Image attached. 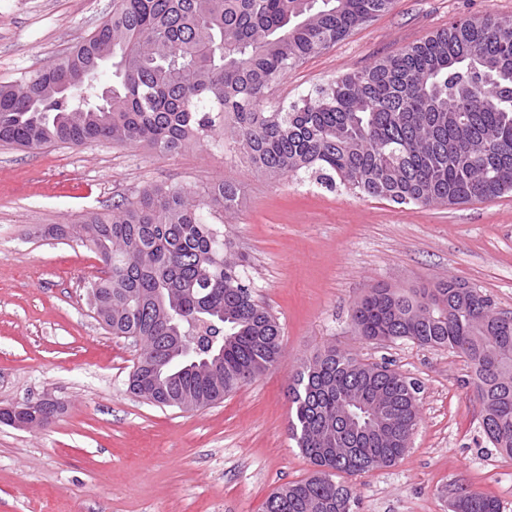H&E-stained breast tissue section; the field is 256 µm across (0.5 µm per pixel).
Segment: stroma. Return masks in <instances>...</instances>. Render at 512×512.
I'll return each mask as SVG.
<instances>
[{
  "instance_id": "obj_1",
  "label": "stroma",
  "mask_w": 512,
  "mask_h": 512,
  "mask_svg": "<svg viewBox=\"0 0 512 512\" xmlns=\"http://www.w3.org/2000/svg\"><path fill=\"white\" fill-rule=\"evenodd\" d=\"M112 12V0H0V85L44 69ZM512 20V0H393L391 8L291 69L288 105L473 15ZM240 190L224 234L254 296L277 317L283 358L223 401L192 411L132 394L139 351L101 326L87 300L102 264L83 219L149 184ZM58 225L64 237L46 236ZM454 278L512 314V194L455 206L398 205L302 173L274 183L210 143L174 154L109 142L0 144V407L51 395L41 427L0 424V512H265L313 466L288 431L292 370L333 346L385 362L421 386L420 422L394 466L345 478L356 512H452L462 483L512 512V458L485 439L466 359L407 339L356 335L369 288Z\"/></svg>"
}]
</instances>
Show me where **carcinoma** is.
Segmentation results:
<instances>
[{"mask_svg": "<svg viewBox=\"0 0 512 512\" xmlns=\"http://www.w3.org/2000/svg\"><path fill=\"white\" fill-rule=\"evenodd\" d=\"M392 0H112V15L50 67L0 86V142L24 148L112 141L177 153L222 142L272 178L299 171L396 204L457 205L512 193V22L469 17L287 108L267 106L290 69L389 9ZM115 82L101 94V57ZM69 85V97L57 88ZM222 181L200 195L148 185L110 213L88 215L85 242L103 264L90 292L112 297L105 330L141 340L129 389L159 407L215 403L282 358L277 318L253 295L243 261L226 255ZM464 282L371 288L352 309L357 335L446 348L473 368L487 438L512 457V315ZM174 296L180 332L202 361L157 367L170 346L154 307ZM221 352L219 365L203 359ZM417 382L334 347L299 360L290 388L292 439L313 473L273 492L265 512H353L343 477L402 459L419 424ZM453 512H500L465 490Z\"/></svg>", "mask_w": 512, "mask_h": 512, "instance_id": "obj_1", "label": "carcinoma"}]
</instances>
